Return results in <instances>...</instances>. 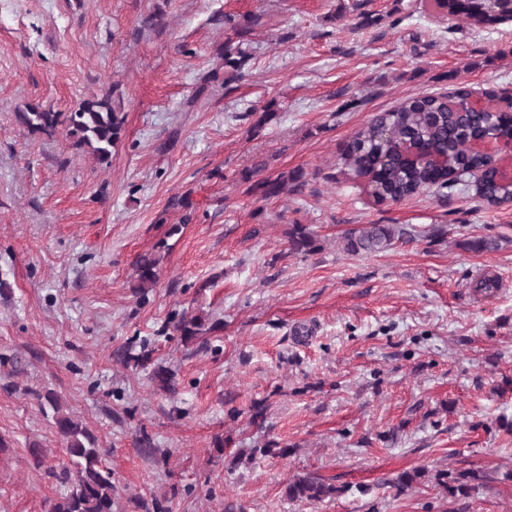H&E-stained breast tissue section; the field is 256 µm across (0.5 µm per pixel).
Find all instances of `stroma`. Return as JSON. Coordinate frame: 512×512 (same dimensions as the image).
<instances>
[{
    "label": "stroma",
    "mask_w": 512,
    "mask_h": 512,
    "mask_svg": "<svg viewBox=\"0 0 512 512\" xmlns=\"http://www.w3.org/2000/svg\"><path fill=\"white\" fill-rule=\"evenodd\" d=\"M458 87L512 91V22L429 0H0V512L67 490L47 389L107 449L114 512H512V202L380 201L344 161L376 115ZM104 96L125 115L107 165L16 119ZM362 224L417 235L346 253ZM418 467L487 481L393 486ZM304 474L338 494L289 501ZM486 476L475 469L461 470L455 473L437 472L436 484L452 500L469 498L482 487Z\"/></svg>",
    "instance_id": "obj_1"
}]
</instances>
